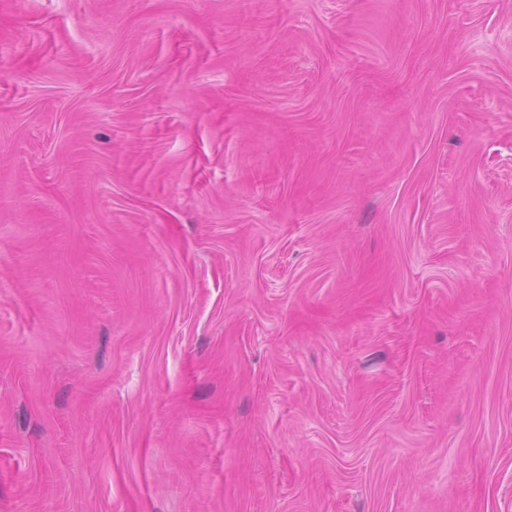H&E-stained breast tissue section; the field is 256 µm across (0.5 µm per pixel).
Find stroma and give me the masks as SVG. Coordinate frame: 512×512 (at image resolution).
Listing matches in <instances>:
<instances>
[{"instance_id":"obj_1","label":"stroma","mask_w":512,"mask_h":512,"mask_svg":"<svg viewBox=\"0 0 512 512\" xmlns=\"http://www.w3.org/2000/svg\"><path fill=\"white\" fill-rule=\"evenodd\" d=\"M0 512H512V0H0Z\"/></svg>"}]
</instances>
